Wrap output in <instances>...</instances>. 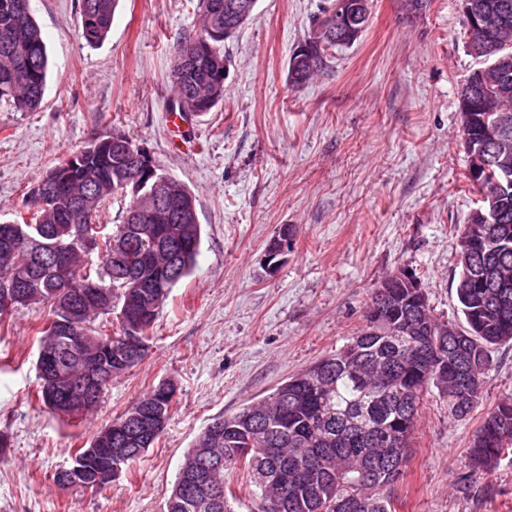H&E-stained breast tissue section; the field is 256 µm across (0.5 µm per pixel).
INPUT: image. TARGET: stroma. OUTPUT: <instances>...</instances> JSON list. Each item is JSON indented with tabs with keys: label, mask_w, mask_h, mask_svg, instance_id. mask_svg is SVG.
I'll return each instance as SVG.
<instances>
[{
	"label": "stroma",
	"mask_w": 512,
	"mask_h": 512,
	"mask_svg": "<svg viewBox=\"0 0 512 512\" xmlns=\"http://www.w3.org/2000/svg\"><path fill=\"white\" fill-rule=\"evenodd\" d=\"M81 0H31L49 57L44 100L0 108V222L26 210L47 170L96 137L126 133L196 198L199 263L163 303L145 358L116 379L96 413L61 419L37 399L46 310L0 322V512H164L180 464L219 416L267 395L342 347L390 273L420 277L437 317L456 320V233L477 206L466 178L459 95L481 62L465 48L462 0H372L369 24L303 87L288 63L326 0H258L224 43L223 102L192 117L174 144L170 72L198 28V0H120L101 45L80 37ZM298 233L275 272L266 246ZM162 381L176 405L144 457L107 489H58L100 427ZM512 394V347L494 354L470 415L423 397L394 512H512V455L469 475V441Z\"/></svg>",
	"instance_id": "1"
}]
</instances>
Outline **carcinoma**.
I'll list each match as a JSON object with an SVG mask.
<instances>
[{
	"label": "carcinoma",
	"instance_id": "1",
	"mask_svg": "<svg viewBox=\"0 0 512 512\" xmlns=\"http://www.w3.org/2000/svg\"><path fill=\"white\" fill-rule=\"evenodd\" d=\"M117 2L81 0L80 35L86 43L106 38ZM225 2L199 0V31L182 42L171 71L174 98L190 99L200 114L224 100V41L255 17L251 13L241 21L233 18L224 13ZM340 2L329 0L312 30L327 28ZM340 45L353 42L326 39L311 63L289 65L291 85L311 81L325 68L327 50ZM499 46L501 55L511 60L509 73L492 69L476 77L482 98L469 136L477 144L483 124L501 115L512 118V28L501 34ZM47 69L46 43L30 0H0V105L18 112L39 107ZM105 138L103 134L89 143L92 151L70 166L69 195L40 201L42 186L58 169L69 166L71 157L47 171L29 191L36 206L31 221L12 225L11 245L0 246V278L18 274L32 282L28 300L18 305L42 304L50 320L64 318L69 307L81 311L71 335L37 331L38 356L51 353L60 358V377L39 376L41 399L63 418L96 411L112 380L143 360V353L133 361L127 358V338L151 339L144 326L155 323L164 300L177 281L191 273L200 252L201 224L170 222L162 214L154 223L163 226L166 235L155 245L151 264L138 261L148 239L126 230L128 215L151 184L142 186L126 176L132 151L138 148L134 140L120 150ZM498 181L500 175L491 171L477 188L479 208L495 213L496 222L466 223L456 239V252L468 250V264L458 263L456 279L462 323L439 320L429 303L414 302L413 289L385 278L391 285L388 299L375 289L364 324L345 346L286 378L262 399L213 419L185 455L165 512H231L227 497L219 509L206 506L205 489L224 486L226 473L242 457L258 490V512H392L391 489L402 475L395 465L408 462L423 395L433 386L448 400L454 416L468 415L480 399L492 353L512 343V186L500 187ZM126 197L121 223L103 222L106 203ZM77 224L99 228L105 249L86 257L72 241ZM33 239L46 251L69 245L65 277L33 259ZM128 277L157 287L142 296L122 287ZM89 281L99 283L105 294L87 303L80 293ZM112 313L115 323L96 324ZM93 363L107 370L91 384L93 397L72 412L65 399L70 383L86 382ZM160 396L164 406L173 404L174 384L154 386L76 452L71 465L82 467L80 488L97 491L107 485L99 477L112 467L116 449L152 447L140 442L130 416ZM504 415L512 419V396L490 409L472 436L467 449L471 473L488 475L503 455L512 453V425L500 423Z\"/></svg>",
	"mask_w": 512,
	"mask_h": 512
}]
</instances>
